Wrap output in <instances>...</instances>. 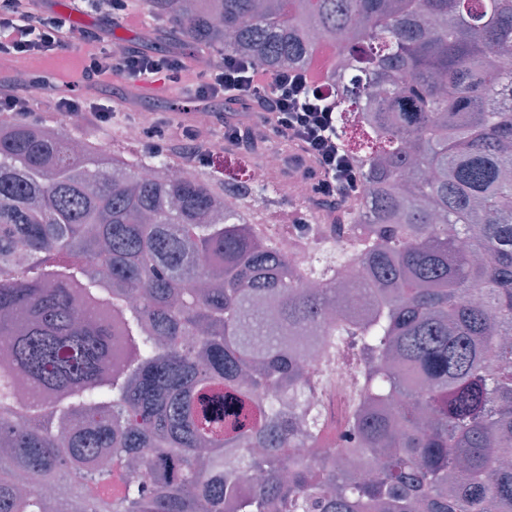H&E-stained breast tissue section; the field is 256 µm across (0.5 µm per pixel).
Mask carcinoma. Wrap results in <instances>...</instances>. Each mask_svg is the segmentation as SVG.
<instances>
[{
  "label": "carcinoma",
  "instance_id": "cac0c4a2",
  "mask_svg": "<svg viewBox=\"0 0 512 512\" xmlns=\"http://www.w3.org/2000/svg\"><path fill=\"white\" fill-rule=\"evenodd\" d=\"M142 4L272 74L333 48L353 241L300 272L248 218L268 181L0 127V512H50L20 473L62 512H512V0ZM352 262L375 304L331 319ZM340 345L356 400L295 424Z\"/></svg>",
  "mask_w": 512,
  "mask_h": 512
}]
</instances>
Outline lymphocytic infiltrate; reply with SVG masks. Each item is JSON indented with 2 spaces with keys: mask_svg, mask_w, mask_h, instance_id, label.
<instances>
[{
  "mask_svg": "<svg viewBox=\"0 0 512 512\" xmlns=\"http://www.w3.org/2000/svg\"><path fill=\"white\" fill-rule=\"evenodd\" d=\"M84 41L88 49L77 57L76 70L87 91H96L98 79L115 70L134 82L158 75L174 84L182 81L183 63L176 55L115 51L105 47L96 33L86 35ZM72 45L68 16L48 12L45 0H0V55L49 60ZM190 96L248 102L253 125L296 145L287 165L312 180L313 205L333 203L357 191L354 167L336 132V103L323 92L314 72L271 75L253 62L227 54L199 71ZM142 137L153 154L176 150L201 164L209 161L215 148L213 141L200 137L191 112L153 122L143 128Z\"/></svg>",
  "mask_w": 512,
  "mask_h": 512,
  "instance_id": "1",
  "label": "lymphocytic infiltrate"
}]
</instances>
